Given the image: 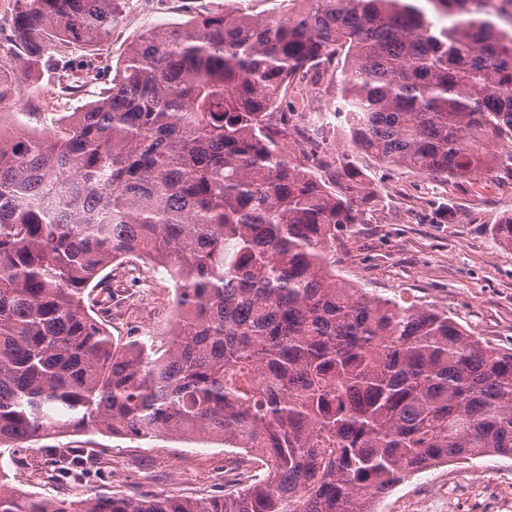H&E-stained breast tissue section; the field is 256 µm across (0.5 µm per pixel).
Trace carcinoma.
Listing matches in <instances>:
<instances>
[{
    "label": "carcinoma",
    "mask_w": 512,
    "mask_h": 512,
    "mask_svg": "<svg viewBox=\"0 0 512 512\" xmlns=\"http://www.w3.org/2000/svg\"><path fill=\"white\" fill-rule=\"evenodd\" d=\"M118 4L15 0L0 101L47 45L108 40ZM340 55L350 150L293 159L280 102ZM357 153L457 179L512 163V0H299L160 27L64 124L0 137V446L197 434L262 469L200 499L51 500L0 476V512H374L440 464L512 458V350L336 274V238L376 198ZM493 233L512 246V213ZM130 257L175 290L161 353L102 322ZM44 467L80 482L97 458Z\"/></svg>",
    "instance_id": "obj_1"
}]
</instances>
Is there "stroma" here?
<instances>
[{
    "label": "stroma",
    "instance_id": "1",
    "mask_svg": "<svg viewBox=\"0 0 512 512\" xmlns=\"http://www.w3.org/2000/svg\"><path fill=\"white\" fill-rule=\"evenodd\" d=\"M248 13L284 17L288 0H123L111 38L99 49L53 44L52 64L23 85V101L8 100L0 112L12 130L40 132L76 106L95 100L111 81L132 41L162 25L198 14ZM325 121L307 127L308 113L286 98L284 112L296 115L286 137L290 156L329 158L348 143L334 111L335 84H322L312 100ZM356 162L376 192L336 243V268L352 285L383 297L418 303L447 313L480 340L512 349V248L491 233L497 216L512 212V172L495 168L467 180L438 179L388 166L367 154ZM143 284L127 289L112 307L111 331L124 340L163 347L173 324L174 288L146 264H136ZM57 448H88L101 458L99 470L76 486L47 477L39 465ZM245 458L238 449L193 439L132 440L109 433L81 432L43 438L29 447L0 451V471L18 491L51 499L90 495H176L201 498L236 491ZM500 492L498 512H512V459L487 457L451 462L407 478L376 507L378 512H460L475 496L476 476Z\"/></svg>",
    "mask_w": 512,
    "mask_h": 512
}]
</instances>
